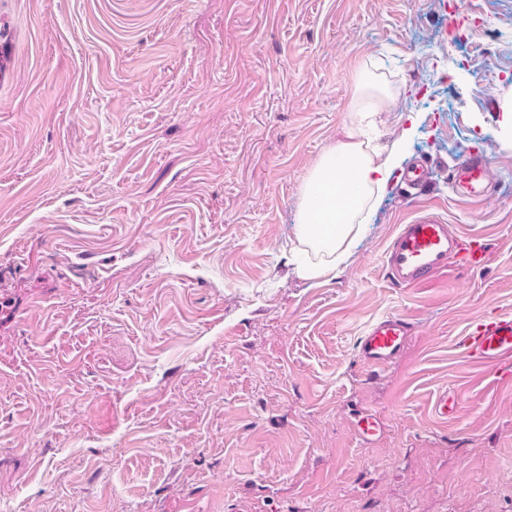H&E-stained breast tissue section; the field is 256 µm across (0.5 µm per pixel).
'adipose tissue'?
I'll return each instance as SVG.
<instances>
[{"label": "adipose tissue", "instance_id": "1", "mask_svg": "<svg viewBox=\"0 0 512 512\" xmlns=\"http://www.w3.org/2000/svg\"><path fill=\"white\" fill-rule=\"evenodd\" d=\"M398 97L368 66H360L348 108L345 137L330 146L312 170L298 214L295 269L314 280L335 274L349 257L370 213L402 161L400 144L380 145L373 136Z\"/></svg>", "mask_w": 512, "mask_h": 512}]
</instances>
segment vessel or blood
I'll list each match as a JSON object with an SVG mask.
<instances>
[{"mask_svg": "<svg viewBox=\"0 0 512 512\" xmlns=\"http://www.w3.org/2000/svg\"><path fill=\"white\" fill-rule=\"evenodd\" d=\"M411 192L403 198L409 216L398 225L385 252L384 268L397 287L415 284L446 268L453 259L465 260L474 269L486 260V244L478 237L461 235L437 208L419 204L415 193L430 181L426 164L413 163L403 174ZM457 193L462 197L486 195L490 185V163L483 152L468 151L454 174ZM414 331L409 317L388 315L372 323L357 344L361 363L382 370L401 356ZM461 354L472 365L489 367L499 378H512V315L483 316L470 321L458 338Z\"/></svg>", "mask_w": 512, "mask_h": 512, "instance_id": "b4317fda", "label": "vessel or blood"}]
</instances>
